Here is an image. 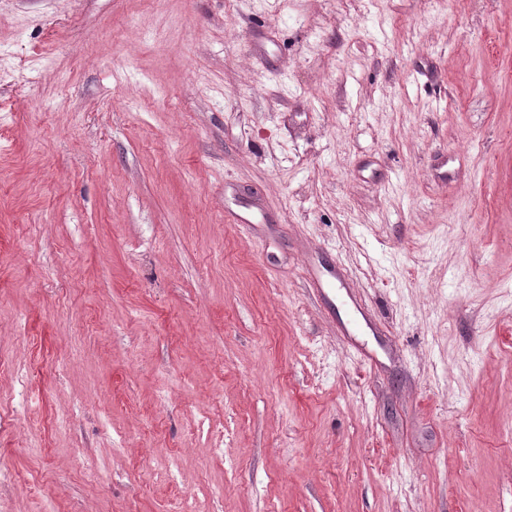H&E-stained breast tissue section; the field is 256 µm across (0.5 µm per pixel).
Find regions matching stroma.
Here are the masks:
<instances>
[{"label":"stroma","instance_id":"obj_1","mask_svg":"<svg viewBox=\"0 0 512 512\" xmlns=\"http://www.w3.org/2000/svg\"><path fill=\"white\" fill-rule=\"evenodd\" d=\"M0 512H512V0H0Z\"/></svg>","mask_w":512,"mask_h":512}]
</instances>
